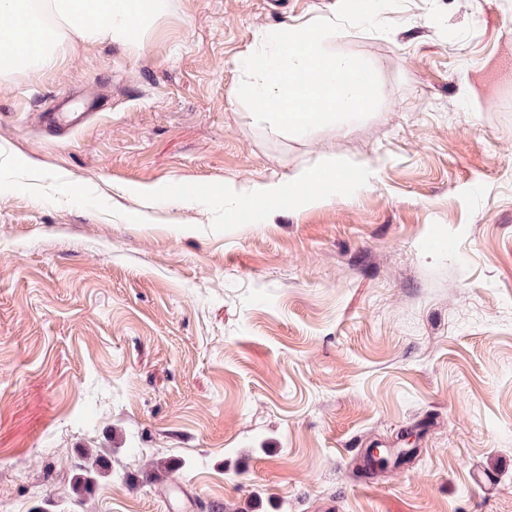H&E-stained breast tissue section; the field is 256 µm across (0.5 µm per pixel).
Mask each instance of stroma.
Segmentation results:
<instances>
[{
    "mask_svg": "<svg viewBox=\"0 0 512 512\" xmlns=\"http://www.w3.org/2000/svg\"><path fill=\"white\" fill-rule=\"evenodd\" d=\"M338 5L167 0L0 72V512H512V0H401L325 42L373 114L259 124L256 33ZM334 162L372 175L232 223L225 184ZM84 460V464L79 465V473L75 479L74 488L78 493L89 491L94 479L91 475H95L96 472H100L97 466L100 465L103 458L97 453L93 454V452L88 451Z\"/></svg>",
    "mask_w": 512,
    "mask_h": 512,
    "instance_id": "1",
    "label": "stroma"
}]
</instances>
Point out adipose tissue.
Returning <instances> with one entry per match:
<instances>
[{"mask_svg":"<svg viewBox=\"0 0 512 512\" xmlns=\"http://www.w3.org/2000/svg\"><path fill=\"white\" fill-rule=\"evenodd\" d=\"M166 0H45L48 13L57 19L54 28L41 29L31 0H0V25L8 26L0 40V71L26 67L43 70L57 60L62 32L70 31L87 40L107 38L129 42L135 28L147 16L161 13ZM347 181L339 167L327 173L303 171L292 181L271 180L251 186L240 196L234 212L237 222L263 220L259 205L290 194L301 204H318L343 192Z\"/></svg>","mask_w":512,"mask_h":512,"instance_id":"ef3b65f1","label":"adipose tissue"}]
</instances>
